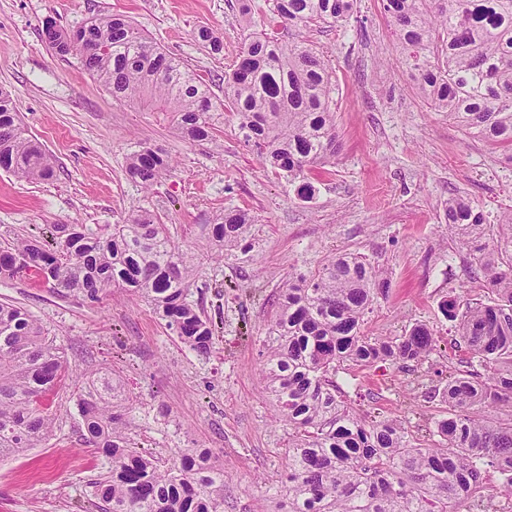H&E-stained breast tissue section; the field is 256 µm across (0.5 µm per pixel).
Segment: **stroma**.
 <instances>
[{
  "instance_id": "35a3bbf8",
  "label": "stroma",
  "mask_w": 512,
  "mask_h": 512,
  "mask_svg": "<svg viewBox=\"0 0 512 512\" xmlns=\"http://www.w3.org/2000/svg\"><path fill=\"white\" fill-rule=\"evenodd\" d=\"M234 2L0 0V87L11 90L29 134L55 165L54 177L39 182L0 171V247L51 239L58 224L96 231L138 210L160 213L174 242L195 258L190 299L215 326L213 347L202 355L134 291L112 287L91 301L34 279L0 278V303L39 321L70 374L50 397L57 415L49 436L0 462V512H102L94 484L110 464L84 443L77 406V377L88 369L124 382L132 432L145 449L166 463L187 448L210 450L224 468V512H267L285 484L289 432L272 421L260 387L273 302L289 276L313 273L335 253L365 255L391 282L362 335L400 336L423 322L440 340L409 371L379 362L338 373L348 405L410 430L445 411L425 393L444 386L466 352L438 304L451 292L468 302L488 299L451 240L445 204L465 194L495 219L512 208V168L416 96L380 0H358L346 26L309 35L336 73L339 142L309 201L264 170L230 113L216 117L223 148L190 140L162 113L114 101L77 58L55 55L41 34L49 18L73 28L126 15L220 97L224 67L245 36ZM203 27L223 32L220 52L199 41ZM143 143L173 160L148 190L126 173L127 156ZM232 209L256 217L252 249L213 260L208 226Z\"/></svg>"
}]
</instances>
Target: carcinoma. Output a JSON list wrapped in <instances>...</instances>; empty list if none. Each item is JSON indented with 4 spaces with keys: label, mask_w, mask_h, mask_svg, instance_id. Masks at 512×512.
<instances>
[{
    "label": "carcinoma",
    "mask_w": 512,
    "mask_h": 512,
    "mask_svg": "<svg viewBox=\"0 0 512 512\" xmlns=\"http://www.w3.org/2000/svg\"><path fill=\"white\" fill-rule=\"evenodd\" d=\"M394 45L414 89L470 137L500 150L512 167V0H382ZM357 0H273L263 28L247 34L224 98L184 60L148 40L121 15L76 29L53 20L46 45L77 56L112 98L165 112L191 140L213 139L212 113L231 112L245 143L298 196L313 197L312 175L336 157V75L306 37L346 24ZM162 150L144 145L128 158L129 177L145 188L170 172ZM0 169L49 180L51 158L27 133L11 93L0 89ZM446 223L457 248L481 272L487 302L439 304L469 349L463 370L427 398L446 415L431 442L397 419L368 420L350 410L336 381L342 365L420 363L438 348L425 324L373 341L360 335L365 315L385 298L386 271L364 257L333 255L309 277H290L277 298L266 340L264 378L277 418L288 423L287 489L278 512H462L492 469L512 493V209L488 227L465 196L448 201ZM251 216L224 213L212 225L216 252H247ZM55 245L23 238L0 250V278H38L61 293L95 300L117 286L144 297L182 343L211 350L212 321L188 300L194 260L172 240L159 214L131 213L103 233L55 226ZM66 378L63 352L22 307L0 303V460L36 447L51 431L50 395ZM121 381L91 373L78 406L84 442L110 460L95 483L104 512H224V470L206 451L187 448L169 466L138 449Z\"/></svg>",
    "instance_id": "obj_1"
}]
</instances>
